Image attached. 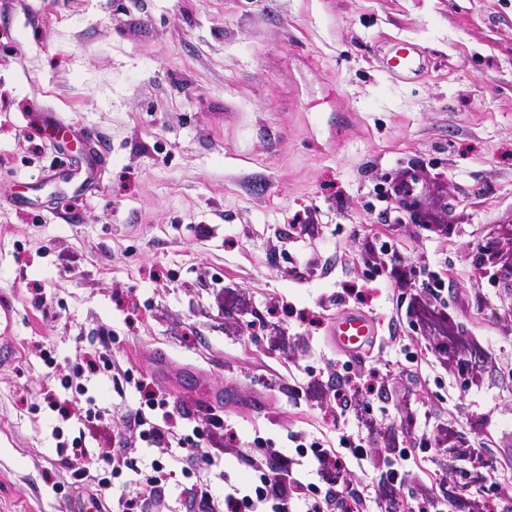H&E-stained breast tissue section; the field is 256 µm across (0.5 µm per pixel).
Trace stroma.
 <instances>
[{
    "label": "stroma",
    "mask_w": 512,
    "mask_h": 512,
    "mask_svg": "<svg viewBox=\"0 0 512 512\" xmlns=\"http://www.w3.org/2000/svg\"><path fill=\"white\" fill-rule=\"evenodd\" d=\"M400 43L420 72L384 71ZM434 184L440 226L420 205ZM509 250L512 0H0V512H75L92 485L70 462L122 444L135 467L112 488L137 493L157 458L121 420L134 385H65L83 353L164 392L178 425L213 422L212 467L144 512H207L198 484L223 498L266 443L357 435L353 408L308 391L336 385L342 311L376 322L352 364L395 432L345 495L388 512L384 485L413 504L451 471L454 501L428 512H468L475 466L512 477ZM417 296L452 337L418 329ZM456 335L475 347L448 371Z\"/></svg>",
    "instance_id": "obj_1"
}]
</instances>
